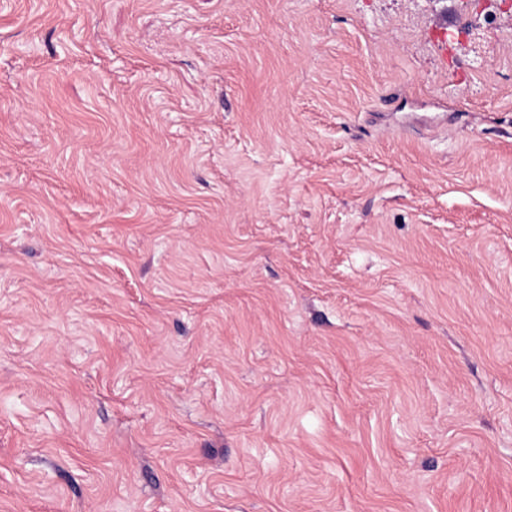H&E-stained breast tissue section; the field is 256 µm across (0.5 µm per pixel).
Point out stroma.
<instances>
[{"label": "stroma", "mask_w": 512, "mask_h": 512, "mask_svg": "<svg viewBox=\"0 0 512 512\" xmlns=\"http://www.w3.org/2000/svg\"><path fill=\"white\" fill-rule=\"evenodd\" d=\"M0 512H512V0H0Z\"/></svg>", "instance_id": "stroma-1"}]
</instances>
